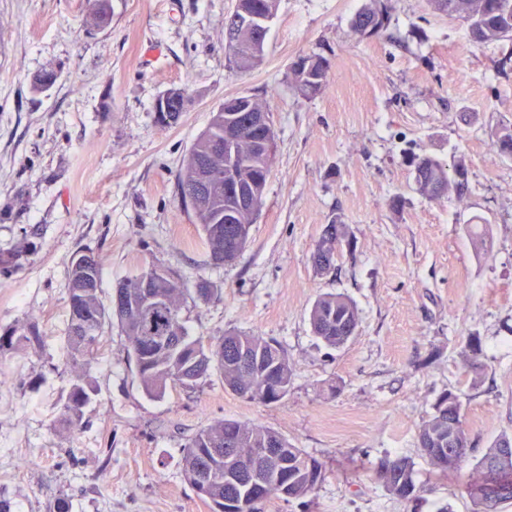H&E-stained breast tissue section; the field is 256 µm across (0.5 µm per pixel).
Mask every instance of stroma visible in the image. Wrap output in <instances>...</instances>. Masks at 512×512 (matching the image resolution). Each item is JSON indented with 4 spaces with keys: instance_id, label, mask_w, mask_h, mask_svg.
Wrapping results in <instances>:
<instances>
[{
    "instance_id": "35a3bbf8",
    "label": "stroma",
    "mask_w": 512,
    "mask_h": 512,
    "mask_svg": "<svg viewBox=\"0 0 512 512\" xmlns=\"http://www.w3.org/2000/svg\"><path fill=\"white\" fill-rule=\"evenodd\" d=\"M366 0H279L263 62L228 66L224 16L236 0H110L103 26L87 0H0V331L40 342L0 353V498L13 512H207L182 477L190 438L218 419L271 427L318 459L316 493L273 497L261 512H472L462 478L439 475L418 429L445 391L463 402L472 458L512 435V159L492 131L512 125L505 45H474L427 0H387L389 29L358 38ZM329 60L324 91L298 93L299 55ZM54 84L38 92L44 71ZM172 87L189 106L161 128L153 105ZM264 100L275 151L263 204L233 262L210 267L200 228L177 197L188 148L224 100ZM464 155V193L413 190L410 155ZM405 201L393 212V197ZM351 247L322 274L311 254L326 224ZM473 224L487 227L475 251ZM91 250L110 302L124 277L160 264L187 288L190 336L276 339L293 385L265 405L226 390L219 373L154 399L133 373L128 341L108 326L88 366L66 346L71 260ZM325 293L357 305L349 342L331 349L309 313ZM483 350L480 383L463 368L466 340ZM97 388L79 427L60 422L78 376ZM411 457L418 498L386 491L374 467Z\"/></svg>"
}]
</instances>
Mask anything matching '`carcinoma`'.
<instances>
[{"label":"carcinoma","instance_id":"1","mask_svg":"<svg viewBox=\"0 0 512 512\" xmlns=\"http://www.w3.org/2000/svg\"><path fill=\"white\" fill-rule=\"evenodd\" d=\"M278 0H236L234 9L224 15V50L228 65L237 71H250L260 64L258 59L245 56L244 45L256 31L244 28L239 22L242 14L261 17L277 8ZM429 4L450 17L462 19L468 28L470 40L479 45L512 44V0H429ZM391 24V16L385 0H368L351 21L353 32L370 37L385 32ZM328 60L320 54L301 55L290 66L292 81L305 97L319 95L326 85ZM189 100L182 88H171L160 95L153 105L156 123L162 128L177 125L182 117L183 101ZM267 105L252 97L241 112L228 113L224 109L214 112L210 123L191 144L177 179V195L181 204L190 209L196 223L200 224L208 261L214 266L224 265V254L230 250L240 253L246 242L231 246L229 230L238 225L251 226L255 213H248L228 204L224 198V182L230 176L246 187L265 192L271 165L255 151L259 129L246 125L253 112H266ZM231 129L235 137V160L224 154V130ZM493 145L505 157H512V127L502 125L493 133ZM414 190L428 198H438L454 190L458 193L468 188L469 168L460 157L447 166L431 155L414 156ZM94 260L88 251L76 253L71 261L67 279L69 353L76 362L91 354L100 344L105 324L116 322L127 337L130 357L134 363V375L142 391L154 398L165 395L169 377L176 369L191 372L195 380L188 389L193 390L210 376L213 366L209 356L228 355L236 346H245L260 360L265 374L248 373L229 359L216 366L225 386L232 394L263 404H275L288 396L293 384V369L288 362V351L279 341L249 333L230 332L210 353H205L201 340L188 335L181 311L186 301V289L182 288L176 273L164 268L165 276L148 284L157 302L142 309L133 305L140 290L141 274H134L119 282L123 294L119 311L105 306L94 280L100 278V270L89 274V262ZM356 304L341 294L327 293L319 296L310 310L313 333L328 347L340 348L355 334L359 326ZM25 340L38 342L41 336L35 330L23 338L5 330L0 333V351L12 348ZM469 352L465 355V367L472 373L473 383H478L483 370L482 348L476 337L469 339ZM95 394L92 385L78 379L72 383L63 404L62 422L76 426L81 422L83 408ZM454 437L457 447H471L469 431L459 396L448 391L437 400L435 412L423 421L418 429V443L422 453L438 469L439 473L463 475L469 454L458 453L448 447V437ZM233 440L239 448L242 478L226 479L209 488L203 501L209 512H222L224 502H238L253 493L249 484V469L253 466L252 451L255 448L276 447L283 449L286 466L281 468L288 480L286 501L301 500L315 494L324 478L323 465L303 449L295 448L280 432L259 424L241 423L234 419L215 421L198 430L190 439L183 458L182 476L189 486L196 484L197 477L211 467L212 450L224 447ZM508 445L512 448V436L503 434L496 438L480 458L477 467L484 473V483L476 489L479 499L493 486L508 488L499 496L497 503L512 501V462L493 465L491 460L496 449ZM398 474L394 477L396 489L390 494L406 501L417 497L414 479V463L407 457H396Z\"/></svg>","mask_w":512,"mask_h":512}]
</instances>
